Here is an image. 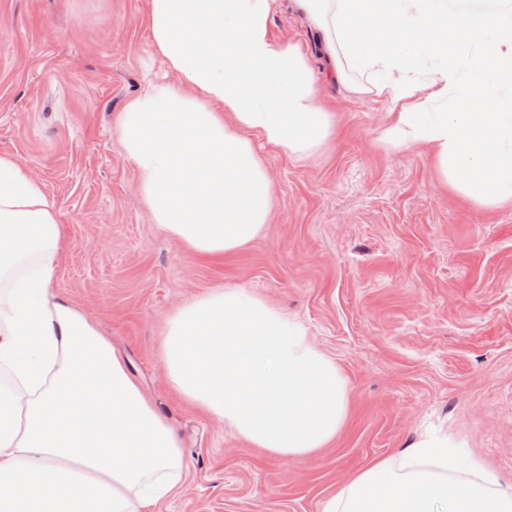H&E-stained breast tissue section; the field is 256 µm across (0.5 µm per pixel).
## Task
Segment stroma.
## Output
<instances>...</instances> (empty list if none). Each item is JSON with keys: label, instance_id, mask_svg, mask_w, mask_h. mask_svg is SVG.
<instances>
[{"label": "stroma", "instance_id": "obj_1", "mask_svg": "<svg viewBox=\"0 0 512 512\" xmlns=\"http://www.w3.org/2000/svg\"><path fill=\"white\" fill-rule=\"evenodd\" d=\"M149 0H0V154L42 182L68 246L62 296L92 315L184 440L186 489L156 512H321L373 461L440 435L512 489V204L442 189L422 150L374 141L388 105L325 73L291 0L275 35L309 54L336 139L309 161L269 157L264 237L220 258L188 253L136 192L115 129L146 81L167 77ZM264 296L333 359L348 416L315 454L285 464L183 404L158 354L162 316L215 286Z\"/></svg>", "mask_w": 512, "mask_h": 512}]
</instances>
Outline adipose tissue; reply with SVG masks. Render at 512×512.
Segmentation results:
<instances>
[{"mask_svg":"<svg viewBox=\"0 0 512 512\" xmlns=\"http://www.w3.org/2000/svg\"><path fill=\"white\" fill-rule=\"evenodd\" d=\"M332 80L388 103L377 139L424 148L439 183L473 204L512 203V0H294ZM279 0H149L171 74L130 99L116 131L150 221L219 257L264 235L268 156L330 147L299 43L269 26ZM65 229L42 182L0 155V512H151L187 480L183 439L98 322L56 288ZM170 389L252 447L288 462L326 447L345 381L307 328L262 295L209 289L163 318ZM321 512H512V491L459 447L422 438L377 461Z\"/></svg>","mask_w":512,"mask_h":512,"instance_id":"1","label":"adipose tissue"}]
</instances>
